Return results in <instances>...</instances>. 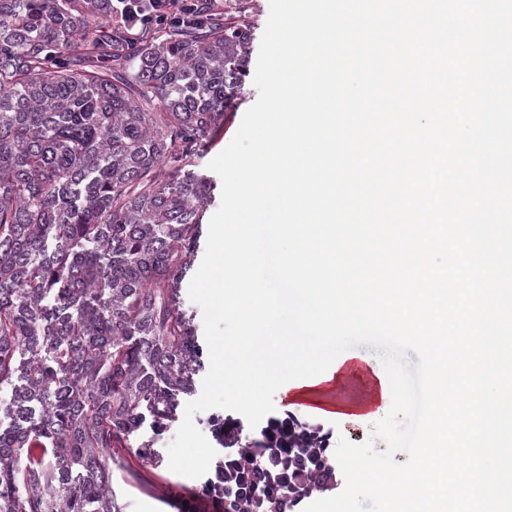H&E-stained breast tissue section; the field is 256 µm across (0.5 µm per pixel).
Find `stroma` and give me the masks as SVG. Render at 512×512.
<instances>
[{
    "mask_svg": "<svg viewBox=\"0 0 512 512\" xmlns=\"http://www.w3.org/2000/svg\"><path fill=\"white\" fill-rule=\"evenodd\" d=\"M258 91L253 82H246L239 100L224 111V119L205 139L196 159V171L208 174L213 190L202 212L203 220H210L221 202V180L209 173L207 165L221 152L237 132L244 113L256 102ZM355 363L339 367L332 381L292 390L276 391L273 396L275 415L291 412L298 418L324 426L334 436L344 437L351 443L372 442L375 448L386 443L374 434L375 418L350 420L359 404L379 397L380 387L374 375L382 363L376 349L370 345L353 348ZM112 488L123 505V512H167L166 498L170 487L178 486L200 490L201 479L187 478L171 472L167 464L151 465L141 461L135 448H121L112 454Z\"/></svg>",
    "mask_w": 512,
    "mask_h": 512,
    "instance_id": "stroma-1",
    "label": "stroma"
}]
</instances>
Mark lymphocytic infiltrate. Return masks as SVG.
Listing matches in <instances>:
<instances>
[{
  "label": "lymphocytic infiltrate",
  "instance_id": "lymphocytic-infiltrate-1",
  "mask_svg": "<svg viewBox=\"0 0 512 512\" xmlns=\"http://www.w3.org/2000/svg\"><path fill=\"white\" fill-rule=\"evenodd\" d=\"M219 0H103L102 8L131 42L151 30L185 23L218 8ZM297 416L270 418L256 448H225L202 494H176L180 512H296L302 497L336 484L329 433L316 431L312 448H292L288 433Z\"/></svg>",
  "mask_w": 512,
  "mask_h": 512
}]
</instances>
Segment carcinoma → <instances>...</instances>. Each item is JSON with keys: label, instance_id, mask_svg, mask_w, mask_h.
I'll return each instance as SVG.
<instances>
[{"label": "carcinoma", "instance_id": "1", "mask_svg": "<svg viewBox=\"0 0 512 512\" xmlns=\"http://www.w3.org/2000/svg\"><path fill=\"white\" fill-rule=\"evenodd\" d=\"M250 39L214 14L132 44L101 0H0V512H122L112 450L194 390L191 167Z\"/></svg>", "mask_w": 512, "mask_h": 512}]
</instances>
